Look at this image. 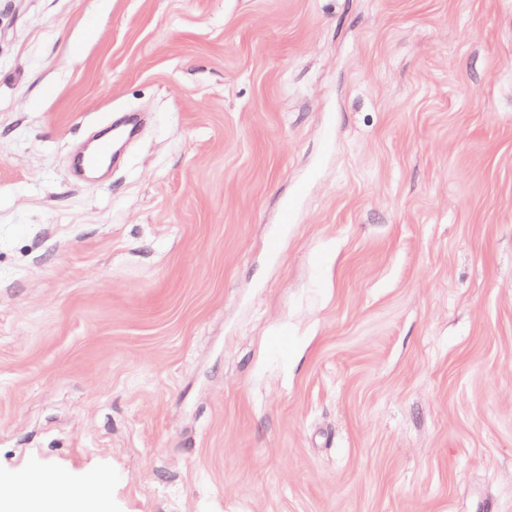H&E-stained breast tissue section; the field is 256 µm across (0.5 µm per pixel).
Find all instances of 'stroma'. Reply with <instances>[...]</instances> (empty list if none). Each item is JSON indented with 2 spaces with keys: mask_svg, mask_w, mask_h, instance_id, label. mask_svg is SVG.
Instances as JSON below:
<instances>
[{
  "mask_svg": "<svg viewBox=\"0 0 512 512\" xmlns=\"http://www.w3.org/2000/svg\"><path fill=\"white\" fill-rule=\"evenodd\" d=\"M46 468L512 512V0H0V476ZM140 125V118L136 114H130L121 123H112V128L107 136L96 140L92 152L89 155H81L78 164L95 163V156H103L115 160L121 148L131 140L137 133Z\"/></svg>",
  "mask_w": 512,
  "mask_h": 512,
  "instance_id": "1",
  "label": "stroma"
}]
</instances>
